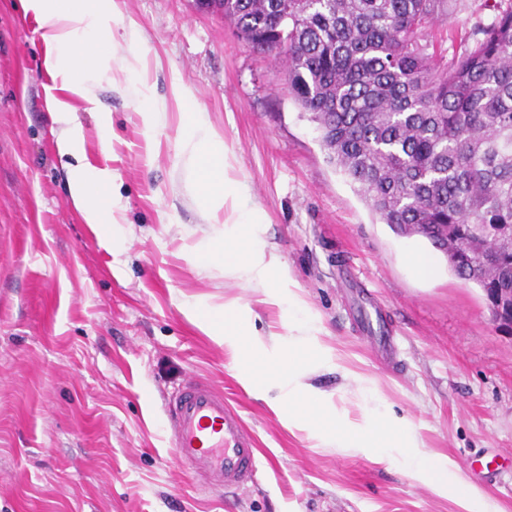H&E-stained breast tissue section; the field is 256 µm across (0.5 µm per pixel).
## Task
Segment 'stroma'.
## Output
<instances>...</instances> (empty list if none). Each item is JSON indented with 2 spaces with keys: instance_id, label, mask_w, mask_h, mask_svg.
<instances>
[{
  "instance_id": "1",
  "label": "stroma",
  "mask_w": 512,
  "mask_h": 512,
  "mask_svg": "<svg viewBox=\"0 0 512 512\" xmlns=\"http://www.w3.org/2000/svg\"><path fill=\"white\" fill-rule=\"evenodd\" d=\"M112 59L92 71L89 111L49 61L42 22L0 0V512H512V332L442 253L396 234L328 162L275 58L201 0H117ZM451 0L443 35L471 46L494 5ZM180 93H173V85ZM166 115L148 130L139 89ZM68 103L77 157L60 156L50 98ZM200 107L230 159L256 239L300 308L271 300L195 253L227 213L197 190L180 130ZM109 128L111 145L101 144ZM110 169L111 236L70 197L74 166ZM243 309L264 352L312 328L300 380L360 429L404 422L448 468L447 487L386 448H344L244 380L232 348L190 302ZM223 391L258 438L266 473L204 493L163 434V406L189 377Z\"/></svg>"
}]
</instances>
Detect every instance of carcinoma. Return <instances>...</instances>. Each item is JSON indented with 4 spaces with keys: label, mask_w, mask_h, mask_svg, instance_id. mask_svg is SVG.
Here are the masks:
<instances>
[{
    "label": "carcinoma",
    "mask_w": 512,
    "mask_h": 512,
    "mask_svg": "<svg viewBox=\"0 0 512 512\" xmlns=\"http://www.w3.org/2000/svg\"><path fill=\"white\" fill-rule=\"evenodd\" d=\"M282 60L328 159L373 211L455 274L512 292V6L462 51L437 46L448 0H221Z\"/></svg>",
    "instance_id": "cac0c4a2"
}]
</instances>
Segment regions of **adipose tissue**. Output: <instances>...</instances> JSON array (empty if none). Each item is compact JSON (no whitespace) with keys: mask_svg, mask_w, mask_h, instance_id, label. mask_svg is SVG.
<instances>
[{"mask_svg":"<svg viewBox=\"0 0 512 512\" xmlns=\"http://www.w3.org/2000/svg\"><path fill=\"white\" fill-rule=\"evenodd\" d=\"M24 9L38 14L43 20V40L62 53L67 88L82 98H89L87 74L105 62V50L112 41V22L118 14L115 0H21ZM184 145L192 161V173L199 192L211 209L231 208L236 217L231 230L217 231L214 238L196 253L202 267L223 265L225 273L244 275L264 288L270 298L288 299L297 303L296 295L286 294L282 281L273 276L258 251L253 232L254 217H242L243 208L238 184L227 176V158L221 143L215 142L206 127L201 109H193L182 128ZM112 183L109 170L73 169L70 194L79 205L87 223L110 230L112 218ZM216 342L241 351L250 349L252 332L238 307L193 309ZM308 340L299 335L283 355L290 364L282 372L273 360L258 358L248 372L251 381L265 378L279 381L285 388L280 409L288 415H298L310 424H327V436L351 448H395L405 464L413 470L428 474L433 482L446 484L448 473L444 466L422 454L414 445L409 429L403 425L390 426L378 416H370L362 429L340 428L332 421L333 414L325 398L301 384L302 368L298 355Z\"/></svg>","mask_w":512,"mask_h":512,"instance_id":"ef3b65f1","label":"adipose tissue"}]
</instances>
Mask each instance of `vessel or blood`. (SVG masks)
Listing matches in <instances>:
<instances>
[{"mask_svg": "<svg viewBox=\"0 0 512 512\" xmlns=\"http://www.w3.org/2000/svg\"><path fill=\"white\" fill-rule=\"evenodd\" d=\"M163 430L177 460L208 489L255 483L261 462L255 434L223 392L190 379L165 404Z\"/></svg>", "mask_w": 512, "mask_h": 512, "instance_id": "vessel-or-blood-1", "label": "vessel or blood"}]
</instances>
